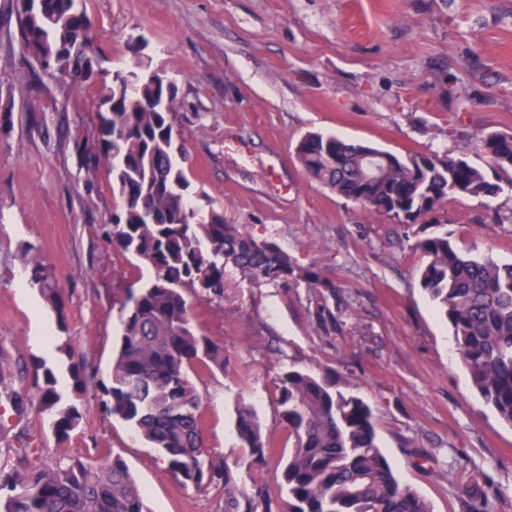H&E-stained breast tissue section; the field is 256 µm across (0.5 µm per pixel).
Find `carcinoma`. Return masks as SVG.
Masks as SVG:
<instances>
[{
  "mask_svg": "<svg viewBox=\"0 0 512 512\" xmlns=\"http://www.w3.org/2000/svg\"><path fill=\"white\" fill-rule=\"evenodd\" d=\"M13 0L22 55L40 70L90 97L101 124L95 149L85 148V171L100 169L118 205L107 231L112 249L150 265L154 279L123 289L121 334L109 383L101 384L106 413L120 418L156 448L184 486L218 491L224 512H272L262 479L241 488L235 471L213 458L203 440L201 394L194 378L224 369V345L196 330L186 294L221 301L231 265L258 283L302 278L325 288L321 275L298 270L274 243L224 221V206L196 208L189 187L186 150L176 146L178 88L140 63L103 67L94 24L82 0ZM484 165L464 157L408 152L397 155L371 144L308 133L296 145L306 174L367 212L411 228L441 220L457 197L492 199L512 186V132L491 131L478 140ZM426 257L422 288L452 329L473 386L499 418L512 426V264H498L476 249L457 248L448 232L415 241ZM31 284L67 332L65 289L49 265L32 258ZM59 349L69 360L75 396L94 380L69 339ZM36 391L37 411L52 417L66 440L84 412L64 401L56 370L36 359L14 373L0 364V386L12 408L26 411L27 396L13 382ZM278 415L293 440L279 488L288 512H431L428 502L400 483L378 443L374 414L360 397L334 388L325 373L290 367L277 377ZM235 436L241 462L257 471L280 443L263 432L252 406L237 409ZM98 462H39L40 449L24 442L15 458L0 460V512H150L125 461L99 448Z\"/></svg>",
  "mask_w": 512,
  "mask_h": 512,
  "instance_id": "cac0c4a2",
  "label": "carcinoma"
}]
</instances>
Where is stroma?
<instances>
[{
	"label": "stroma",
	"instance_id": "35a3bbf8",
	"mask_svg": "<svg viewBox=\"0 0 512 512\" xmlns=\"http://www.w3.org/2000/svg\"><path fill=\"white\" fill-rule=\"evenodd\" d=\"M112 68H131L127 45L178 87L175 129L189 155L190 189L224 207L227 223L274 242L297 268L331 284L256 283L227 268L220 302L194 300L193 323L224 345V369L201 378L203 438L238 465L236 409L251 403L266 432L286 440L277 373L330 371L337 389L374 410L381 449L399 481L432 512H464L479 484L494 512H512V426L473 388L452 330L423 290L425 259L389 216L371 214L308 177L295 154L317 132L378 146L467 156L476 141L512 132V0H85ZM16 22L0 0V363L41 358L67 379L55 345L40 348L56 317L37 290L25 248L66 289L67 334L97 384L78 401L85 416L58 439L47 415L15 416L0 401V457L22 442L41 463L121 455L152 512H222L213 491L182 486L129 425L99 408L119 328L115 290L151 270L112 250L100 233L116 205L106 172L85 182L78 146L97 117L68 85L23 64ZM501 222H494L493 213ZM485 223H476V216ZM461 250L512 263V187L483 202L448 203ZM327 305L335 325L318 326Z\"/></svg>",
	"mask_w": 512,
	"mask_h": 512
}]
</instances>
